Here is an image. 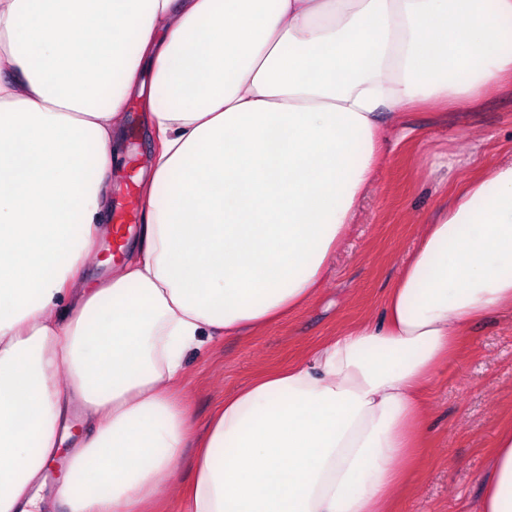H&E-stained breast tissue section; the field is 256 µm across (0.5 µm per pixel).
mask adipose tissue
Listing matches in <instances>:
<instances>
[{
    "label": "adipose tissue",
    "mask_w": 512,
    "mask_h": 512,
    "mask_svg": "<svg viewBox=\"0 0 512 512\" xmlns=\"http://www.w3.org/2000/svg\"><path fill=\"white\" fill-rule=\"evenodd\" d=\"M508 83L512 0H0V512H389L423 390L471 324L512 310V163L426 224L380 318L250 380L199 438L183 356L316 294L382 119L405 139L409 108ZM134 95L156 142L146 218L90 288ZM470 512H512V427Z\"/></svg>",
    "instance_id": "adipose-tissue-1"
}]
</instances>
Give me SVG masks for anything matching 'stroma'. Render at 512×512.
<instances>
[{
    "label": "stroma",
    "instance_id": "1",
    "mask_svg": "<svg viewBox=\"0 0 512 512\" xmlns=\"http://www.w3.org/2000/svg\"><path fill=\"white\" fill-rule=\"evenodd\" d=\"M147 107L131 98L125 111L126 144L112 181L111 210L144 212L136 175L156 143L143 122ZM414 135L387 141L372 192L361 203L333 259L320 294L295 313L249 336H218L184 355L179 388L205 427L226 394L257 375L301 358L327 337L381 316L402 265L441 201L479 172L512 161V91L486 96L477 111L450 114L434 108L407 112ZM99 239L81 276L95 285L126 260ZM423 453L397 490L393 512H466L499 431L512 425V314L475 322L461 351L426 393Z\"/></svg>",
    "mask_w": 512,
    "mask_h": 512
}]
</instances>
